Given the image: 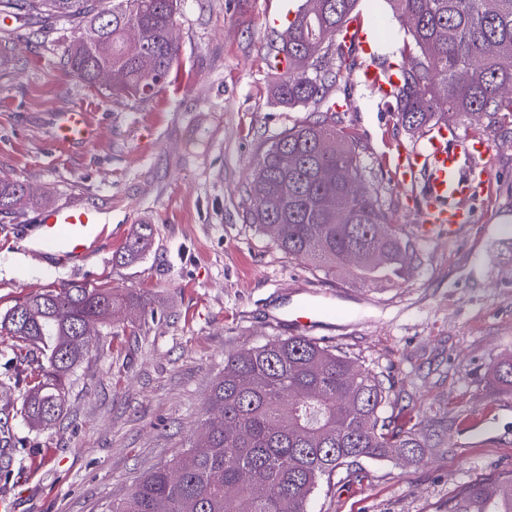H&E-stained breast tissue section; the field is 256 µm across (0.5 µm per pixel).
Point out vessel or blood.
<instances>
[{"label":"vessel or blood","mask_w":512,"mask_h":512,"mask_svg":"<svg viewBox=\"0 0 512 512\" xmlns=\"http://www.w3.org/2000/svg\"><path fill=\"white\" fill-rule=\"evenodd\" d=\"M341 39L358 46L370 57L369 35L360 21L349 22L341 32ZM361 77L383 95L397 80L394 68L381 67L371 57ZM93 136L94 130L85 112L73 110L60 114L55 136L57 148L88 142ZM489 151L484 140L448 124L433 127L422 145L395 155L394 169L399 185H408L419 175L425 178V189L416 199L422 223L428 228H445L452 233L460 225L472 223V201L477 194L488 192L491 186V174L481 164ZM39 230L38 248L50 249L75 268L83 266L93 244L103 235L96 211L86 207L44 210Z\"/></svg>","instance_id":"b4317fda"}]
</instances>
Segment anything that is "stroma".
<instances>
[{"label": "stroma", "instance_id": "35a3bbf8", "mask_svg": "<svg viewBox=\"0 0 512 512\" xmlns=\"http://www.w3.org/2000/svg\"><path fill=\"white\" fill-rule=\"evenodd\" d=\"M284 0H181L179 61L143 103L109 99L73 77L63 51L78 32L1 20L12 31L0 53V177L30 186L34 204L0 214V314L22 298L70 283L130 296L100 329L77 371L62 416L41 429L20 414L26 380L45 358L13 354L0 336V419L13 434L0 470L10 512H103L154 467L173 462L202 429L204 403L224 358L294 335L285 312L306 299L324 308L311 338L394 383L395 414L453 421V445L421 461L361 459L323 484L309 512H448L464 484L512 471V392L495 391L490 363L512 355V117L462 124L488 140L492 176L456 236L428 235L390 161L415 147L391 99L360 73L334 91V120L359 146L366 184L418 242L410 277L384 290L336 280L288 258L243 221L257 156L281 132L316 118L315 107L275 103L266 23ZM79 108L92 142L56 150L58 113ZM98 213L105 236L82 269L22 240L48 207ZM152 225L149 249L131 262L116 252L135 225Z\"/></svg>", "mask_w": 512, "mask_h": 512}]
</instances>
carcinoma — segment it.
<instances>
[{
	"instance_id": "carcinoma-1",
	"label": "carcinoma",
	"mask_w": 512,
	"mask_h": 512,
	"mask_svg": "<svg viewBox=\"0 0 512 512\" xmlns=\"http://www.w3.org/2000/svg\"><path fill=\"white\" fill-rule=\"evenodd\" d=\"M361 0H303L288 22V37L270 41L267 63L288 71L273 96L288 109L325 106V115L280 133L258 156L252 183L265 182L267 195L248 194L243 221L271 238L288 257L315 271L343 276L352 267L359 281L384 288L417 268L413 240L390 222L377 191L364 186L360 153L336 129L328 113L330 91L350 78L357 60L335 39L354 18ZM405 38L396 53L399 83L391 86L394 111L403 128L422 139L433 126L456 117L470 123L512 113V0H384ZM180 0H0V15L25 26L67 21L80 30L68 47L66 66L96 87L102 69L112 70L106 97L143 100L164 84L179 58L169 29ZM139 32L145 55L127 46ZM99 33L90 43L86 35ZM331 138L336 153L319 142ZM293 157L284 170L280 156ZM363 184L350 198L326 197L321 176ZM24 185L0 177V213L32 203ZM150 224H140L118 259L133 261L149 246ZM358 253L352 265L348 258ZM123 305L106 287L72 285L25 297L0 314V335L40 349L46 363L28 388L21 414L47 425L63 411L76 369L88 344L80 335L86 319L112 318ZM496 385L512 391V356L491 365ZM394 386L389 378L359 366L351 357L305 336L269 340L224 358V373L206 400L201 436L174 465L160 464L109 512H308L323 481L363 458L397 453L411 462L425 448L451 447L452 427L402 422L386 413ZM448 512H512V472L464 485L448 501Z\"/></svg>"
}]
</instances>
